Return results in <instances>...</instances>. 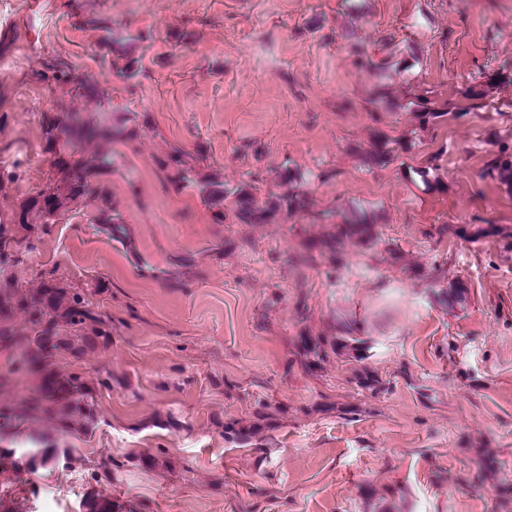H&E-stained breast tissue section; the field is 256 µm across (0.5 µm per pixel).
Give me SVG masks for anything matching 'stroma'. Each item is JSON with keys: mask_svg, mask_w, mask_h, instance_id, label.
<instances>
[{"mask_svg": "<svg viewBox=\"0 0 512 512\" xmlns=\"http://www.w3.org/2000/svg\"><path fill=\"white\" fill-rule=\"evenodd\" d=\"M67 0H12L0 25L27 30L0 71L11 124L9 167L25 192L53 158L40 138L47 93L28 76L57 52L107 82L90 124L147 114L134 144L114 141L102 179L122 205L115 241L81 204L0 279L44 271L112 318V341L59 368L112 373L96 387L90 429L25 422L18 450L58 444L55 466L29 474L32 512H78L92 488L143 512H512V189L488 175L512 145V0H89L138 44L143 75L125 80L70 17ZM193 44L172 49L169 28ZM364 43L382 69L358 70ZM478 87L474 108L468 87ZM388 103L366 106L375 89ZM433 91L450 104L428 136L413 103ZM378 136L397 158L369 167ZM207 146L228 185L280 166L305 173L320 224H215L191 190H167L156 160ZM438 167L430 182L422 169ZM366 215L377 238L345 240L344 264L310 255L336 221ZM460 229L438 239L432 225ZM350 350L306 371L301 334L345 337ZM376 389L355 381L360 369ZM165 452L167 467L138 458ZM113 461L112 479L94 468Z\"/></svg>", "mask_w": 512, "mask_h": 512, "instance_id": "obj_1", "label": "stroma"}]
</instances>
